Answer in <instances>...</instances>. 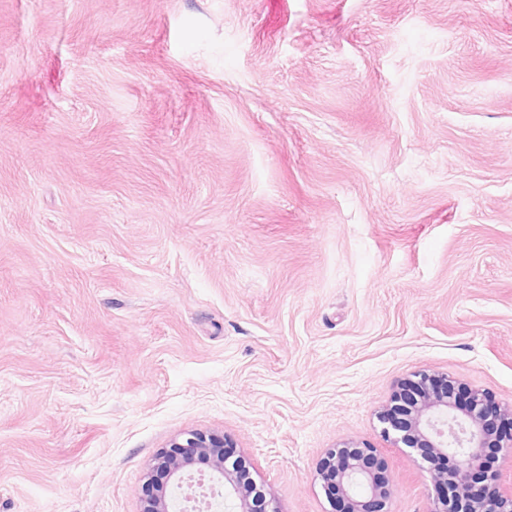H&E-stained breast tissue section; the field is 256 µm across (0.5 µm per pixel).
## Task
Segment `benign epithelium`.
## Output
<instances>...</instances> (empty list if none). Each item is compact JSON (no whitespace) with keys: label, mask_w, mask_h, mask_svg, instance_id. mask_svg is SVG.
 I'll use <instances>...</instances> for the list:
<instances>
[{"label":"benign epithelium","mask_w":512,"mask_h":512,"mask_svg":"<svg viewBox=\"0 0 512 512\" xmlns=\"http://www.w3.org/2000/svg\"><path fill=\"white\" fill-rule=\"evenodd\" d=\"M441 374L421 370L401 386L405 395L392 398V404L380 411L382 433L413 450L430 448L455 457V470L448 476L430 471L435 492L430 512H512V491L499 490L484 499L474 496L478 480L498 485L499 475L481 469L488 448L504 449L512 459V407H500L486 391L458 384L453 391L437 386ZM499 409L500 420L490 424L484 419L486 408ZM170 447L177 453L158 459L155 468L166 474L170 490H161L144 501L142 512H173L174 501L182 493L183 482L194 459L206 458L211 466L212 497L237 499L241 512H279L275 504L259 495L249 503L241 484L229 477L224 463V449L231 447L222 435L188 430L176 437ZM376 449L352 445L336 448L325 458L334 479L324 482L332 512H382L387 498V484L365 464L374 460Z\"/></svg>","instance_id":"7a95c632"}]
</instances>
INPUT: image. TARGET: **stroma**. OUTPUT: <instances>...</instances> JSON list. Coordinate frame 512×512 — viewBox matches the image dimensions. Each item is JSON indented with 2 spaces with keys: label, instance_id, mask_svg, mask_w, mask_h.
I'll use <instances>...</instances> for the list:
<instances>
[{
  "label": "stroma",
  "instance_id": "stroma-1",
  "mask_svg": "<svg viewBox=\"0 0 512 512\" xmlns=\"http://www.w3.org/2000/svg\"><path fill=\"white\" fill-rule=\"evenodd\" d=\"M419 370L512 405V0H0V512H141L190 429L430 512ZM376 449L370 446H345L329 452L322 463L327 462L333 470L334 479L325 480L324 490L332 512H382L387 498V484L364 463L373 461ZM323 480V481H324ZM364 492H360V488ZM368 493L366 497H361ZM337 503L341 507H337Z\"/></svg>",
  "mask_w": 512,
  "mask_h": 512
}]
</instances>
